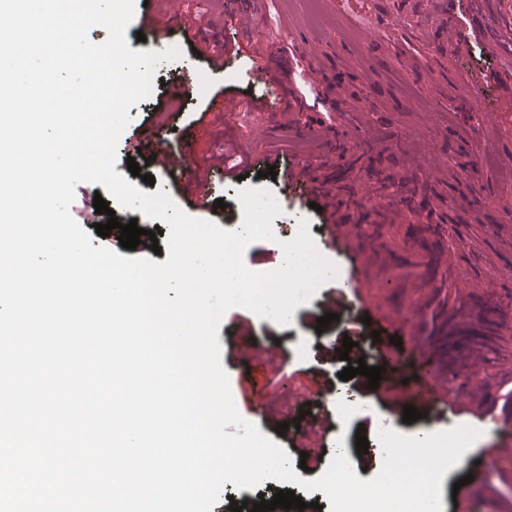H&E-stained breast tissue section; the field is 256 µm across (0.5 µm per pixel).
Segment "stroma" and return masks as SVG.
<instances>
[{
	"instance_id": "35a3bbf8",
	"label": "stroma",
	"mask_w": 512,
	"mask_h": 512,
	"mask_svg": "<svg viewBox=\"0 0 512 512\" xmlns=\"http://www.w3.org/2000/svg\"><path fill=\"white\" fill-rule=\"evenodd\" d=\"M136 11L184 13L203 35L234 36L226 24L224 0H134ZM322 19H307L304 0H264L260 28L267 43L291 58L299 68H320L336 83L337 98L303 95L299 76L291 78V95L297 104L296 126L261 123L254 102L274 96L273 84L255 79L256 45L242 41L222 76L211 74L207 58L190 45L184 28H176L169 46L181 48L182 57L161 62L152 95L128 110L129 128L147 132L168 126L171 148L183 146L192 136L195 169L239 168L236 177L217 181L214 198L224 209L194 206L186 179L155 173L154 183L129 176L131 184L153 194L168 192L188 215L215 222L219 227L242 223L239 189L266 188L276 198L282 224L307 221L320 254L337 269L309 303L298 306L292 323L278 326L271 319L233 307L218 331L223 348L221 362L231 390L239 378L257 384L267 402V417H254L259 431L286 449L292 462H305L301 479L313 480L327 469L337 450H344L357 476L378 475L383 451L378 433L384 428L420 436L423 427L444 431L472 425V409L482 393H493L512 373V342L487 343L480 369L482 386H475L465 362L446 364L441 370V397L448 407L444 419L424 416L403 423V408L410 394L426 385L429 366L419 350L421 338L433 326L440 301H448L457 321L470 324L477 314L496 319L512 315V211L501 205L512 195V58L491 52L494 39L507 35L506 14L512 6L497 0H348L334 7L315 0ZM402 13V27H387L388 17ZM443 17L452 28L446 37L432 22ZM194 67L201 80L194 99L181 111L171 109L170 78ZM475 78L484 107H471L458 97L453 84ZM235 98L240 114L225 119L212 111L214 96ZM158 116H151L154 105ZM320 126L343 130L347 143L316 167L319 180L333 181L330 196L310 194L298 199L284 177H268L259 153L315 157L317 141L296 136V127ZM413 206H406V199ZM355 225L356 242L364 250V275L349 290L352 316L343 326L329 323L316 332L318 318L335 312L333 293L350 273L347 254L323 245L329 218ZM256 336L277 357L273 364L244 366L233 357L231 346L239 333ZM397 337L401 347L393 355L371 340ZM359 340L367 365L381 367L377 389L363 375L341 382L345 363L338 349L344 337ZM354 393L359 412L348 423L321 419L319 407L288 400L290 390L305 387L329 394L341 386ZM284 433H277V426ZM369 441L368 452L358 455L356 434ZM481 442L470 450L464 470L445 474L441 484L443 512H468L474 498L482 512H512V476L496 473L485 455L494 444L512 443V419L499 433L476 429ZM315 442L323 452L301 460L300 450ZM472 482L463 483L464 474Z\"/></svg>"
}]
</instances>
